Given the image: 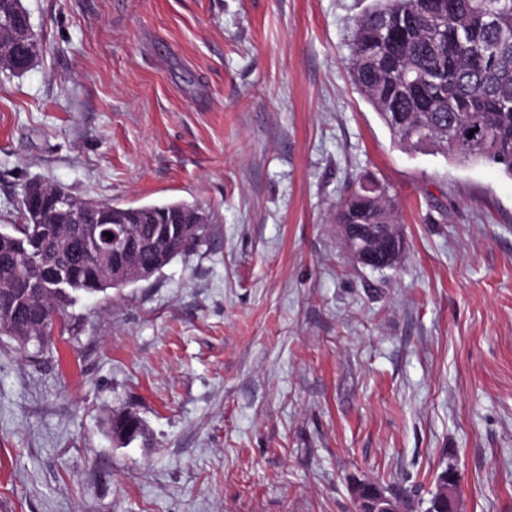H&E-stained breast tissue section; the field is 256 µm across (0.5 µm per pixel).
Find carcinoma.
<instances>
[{"label":"carcinoma","instance_id":"cac0c4a2","mask_svg":"<svg viewBox=\"0 0 512 512\" xmlns=\"http://www.w3.org/2000/svg\"><path fill=\"white\" fill-rule=\"evenodd\" d=\"M20 0H0V48L29 28L16 14ZM351 84L400 145L435 149L456 165L487 163L512 179V0H372L355 21L347 61ZM474 135H469V132ZM84 199L63 186L27 181L18 224L0 231V338L18 348L34 336L51 342L66 331L64 315L77 294H95L137 282L135 271L159 273L211 235L210 215L196 203L164 201L119 206L94 201L89 222L120 212L153 249L126 257V271L101 269L104 245L70 223L68 204ZM335 223L398 224L399 204L384 184L357 180L336 209ZM80 267L67 293L35 296L44 268Z\"/></svg>","mask_w":512,"mask_h":512}]
</instances>
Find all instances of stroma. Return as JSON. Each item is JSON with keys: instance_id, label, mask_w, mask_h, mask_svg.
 <instances>
[{"instance_id": "obj_1", "label": "stroma", "mask_w": 512, "mask_h": 512, "mask_svg": "<svg viewBox=\"0 0 512 512\" xmlns=\"http://www.w3.org/2000/svg\"><path fill=\"white\" fill-rule=\"evenodd\" d=\"M22 3L46 50L0 72V225L37 178L212 232L55 349L0 343V512H355L364 479L425 512L449 464L459 512H512V179L394 141L348 77L370 0ZM365 175L392 269L336 232ZM363 179L350 186L336 209L335 224L345 249L357 263L381 268L395 263L404 251L399 204L387 186L372 179L374 183H368L372 190H367ZM356 224H370L363 226L368 231H374L373 224L380 228L373 236L365 237Z\"/></svg>"}]
</instances>
